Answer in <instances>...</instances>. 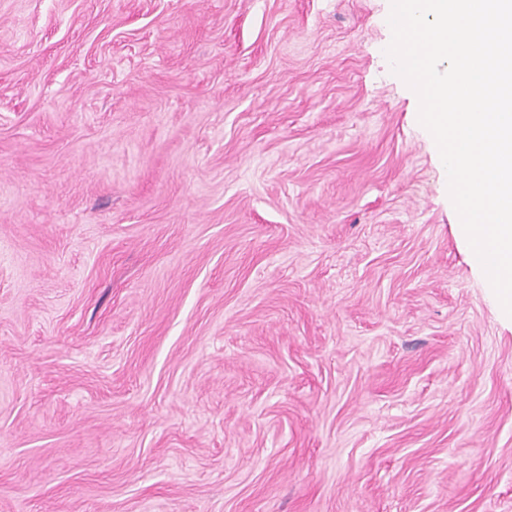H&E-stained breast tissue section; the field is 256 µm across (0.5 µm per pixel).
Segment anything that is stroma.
I'll return each mask as SVG.
<instances>
[{"instance_id":"stroma-1","label":"stroma","mask_w":512,"mask_h":512,"mask_svg":"<svg viewBox=\"0 0 512 512\" xmlns=\"http://www.w3.org/2000/svg\"><path fill=\"white\" fill-rule=\"evenodd\" d=\"M390 4L0 0V512H512Z\"/></svg>"}]
</instances>
